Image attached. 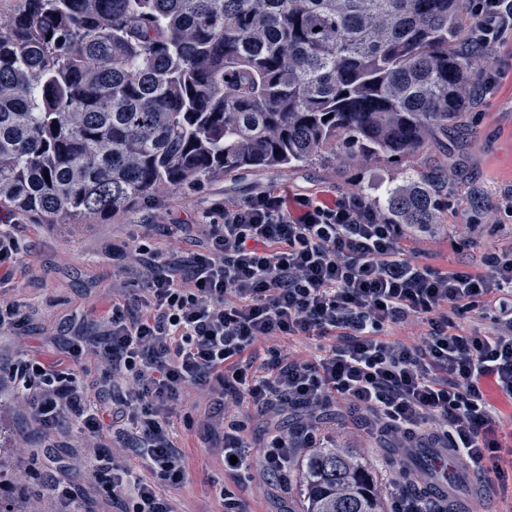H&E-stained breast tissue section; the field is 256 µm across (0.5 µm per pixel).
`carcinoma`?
<instances>
[{
	"label": "carcinoma",
	"mask_w": 512,
	"mask_h": 512,
	"mask_svg": "<svg viewBox=\"0 0 512 512\" xmlns=\"http://www.w3.org/2000/svg\"><path fill=\"white\" fill-rule=\"evenodd\" d=\"M476 27L467 0H22L0 18V206L76 226L244 169L416 157L461 125ZM440 207L417 171L379 213ZM301 473V512H386L348 448Z\"/></svg>",
	"instance_id": "cac0c4a2"
}]
</instances>
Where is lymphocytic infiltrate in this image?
Instances as JSON below:
<instances>
[{"label":"lymphocytic infiltrate","instance_id":"obj_1","mask_svg":"<svg viewBox=\"0 0 512 512\" xmlns=\"http://www.w3.org/2000/svg\"><path fill=\"white\" fill-rule=\"evenodd\" d=\"M474 11L477 44L512 36V0H474ZM190 230L170 228L166 252L131 250L142 291L113 300L99 321L111 390H90L35 354L0 376V392L23 399L37 433L67 422L91 438L109 430L141 456L152 480L116 460L86 475L123 512H175L161 492L186 478L171 409L192 390L214 398L202 439L235 458L232 472L256 466L283 487L301 449L329 444L317 420L336 402L365 410L380 433L449 449L476 472L495 459L503 418L489 394L512 399V249L484 255L475 270H442L407 249L413 225L387 223L359 195L316 191L215 204L204 250L187 258L176 243ZM464 314L492 317V331L459 333L454 319ZM418 323L427 326L419 342L388 336ZM285 337L318 342V352H286ZM252 409L302 412L298 427L269 432L257 460L244 422L227 418ZM45 466L46 495L78 512L64 457L46 453Z\"/></svg>","mask_w":512,"mask_h":512}]
</instances>
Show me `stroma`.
Returning <instances> with one entry per match:
<instances>
[{
	"label": "stroma",
	"mask_w": 512,
	"mask_h": 512,
	"mask_svg": "<svg viewBox=\"0 0 512 512\" xmlns=\"http://www.w3.org/2000/svg\"><path fill=\"white\" fill-rule=\"evenodd\" d=\"M484 72L498 75L499 80L492 89L477 90L462 127L449 130L447 141L408 164L336 157L284 170L246 169L74 230L39 224L1 208L0 225H13L24 257L9 284L0 287V296L16 304L19 319L15 331L0 336V370L8 371L19 354L35 351L64 366H76L89 387L106 384L103 369L93 359L76 362L70 357L69 320L78 315L95 322L96 300L111 297L116 289L136 291L123 261L114 257L131 237H142L151 248L164 251L170 243L164 225L180 222L193 227L180 244L182 251H196L204 236L205 213L217 197L241 202L267 188L290 194L323 189L382 203L389 188L403 184L406 173L426 168L437 177L444 202L436 224L413 240L427 262L443 270L470 269L482 254L511 247L512 218L497 220L493 213L501 191L512 188V48L493 45ZM469 224L475 225L474 233H466ZM197 418L190 396L172 414L183 437L188 472L184 483L165 491L176 512H224L223 502L213 491L220 483L245 500L248 512H299L297 471H290L284 492L271 486L259 488L260 474L255 470L238 478L229 476L220 457L197 436ZM322 430L349 438L377 480L382 498H390L398 488L415 492L433 484L428 470L407 473L412 449L395 447L392 438L367 426L363 411L330 407L322 415ZM480 498L488 512H512V470L502 475L491 471L457 483L454 502L462 512Z\"/></svg>",
	"instance_id": "1"
}]
</instances>
